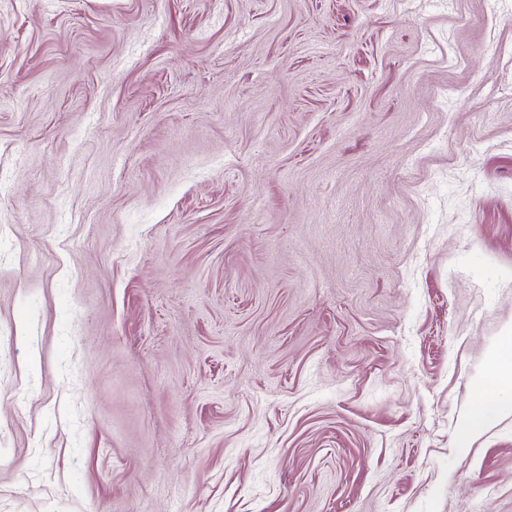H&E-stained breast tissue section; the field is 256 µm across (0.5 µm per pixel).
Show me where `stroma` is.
Wrapping results in <instances>:
<instances>
[{"mask_svg":"<svg viewBox=\"0 0 512 512\" xmlns=\"http://www.w3.org/2000/svg\"><path fill=\"white\" fill-rule=\"evenodd\" d=\"M511 326L512 0H0V512H512ZM490 366V372L475 382V398L457 423V448H470L476 438L512 416V329L492 348Z\"/></svg>","mask_w":512,"mask_h":512,"instance_id":"1","label":"stroma"}]
</instances>
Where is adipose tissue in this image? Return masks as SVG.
Wrapping results in <instances>:
<instances>
[{"instance_id": "1", "label": "adipose tissue", "mask_w": 512, "mask_h": 512, "mask_svg": "<svg viewBox=\"0 0 512 512\" xmlns=\"http://www.w3.org/2000/svg\"><path fill=\"white\" fill-rule=\"evenodd\" d=\"M475 386V398L456 426V445L460 448L470 447L501 419L512 416V329L492 348L490 371Z\"/></svg>"}]
</instances>
